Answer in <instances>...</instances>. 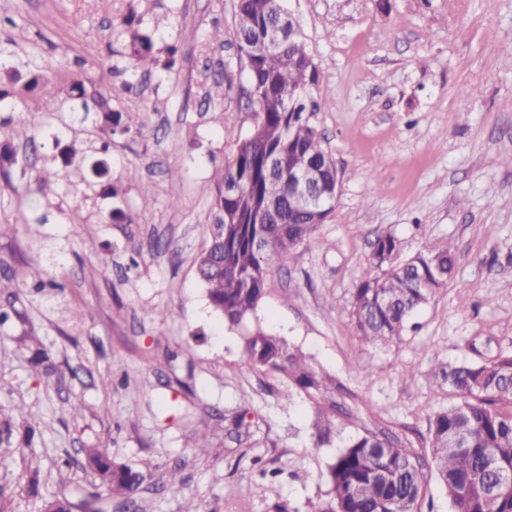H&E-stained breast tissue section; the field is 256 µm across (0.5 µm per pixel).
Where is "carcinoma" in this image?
<instances>
[{"label": "carcinoma", "instance_id": "carcinoma-1", "mask_svg": "<svg viewBox=\"0 0 512 512\" xmlns=\"http://www.w3.org/2000/svg\"><path fill=\"white\" fill-rule=\"evenodd\" d=\"M282 2L238 0L236 5L237 47L251 58L247 80L256 121L216 170L215 223L209 225L207 247L196 258V273L213 311L245 329L247 363L278 376L285 400L303 394L313 402L314 437L322 446L336 435V401L326 395L325 379L285 340L258 325L247 328L265 295L270 263L284 264L296 247L315 243L316 226L332 214L305 212L288 185V174L317 164L323 186L333 187L338 179L336 165L309 120V114L320 111V102L305 80L318 66L300 35L288 34ZM123 33L127 66L120 72L102 66L66 90L74 102L72 111L82 113L81 123L97 112L104 124L117 127L121 115L109 103L112 77L126 75L124 84L130 86L138 73L157 64L150 36L128 28ZM34 89L28 82L13 93L0 90V112L13 111L14 99ZM399 252L396 237L378 236L354 291L352 315L361 341L370 346L400 340L413 314L446 286L453 271L451 245L404 260ZM25 288L63 296L68 278L60 274L31 282L14 270L0 275L1 294L15 297ZM441 378L459 398L429 417V448L449 512H512V485H499V477L512 473V355L450 364ZM4 432L19 448L35 447L40 437L26 418L17 427L5 425ZM83 454V467L111 492L131 494L144 481L141 471L115 461L103 448H85ZM419 459L399 438L363 429L327 467L330 512H418L423 486Z\"/></svg>", "mask_w": 512, "mask_h": 512}]
</instances>
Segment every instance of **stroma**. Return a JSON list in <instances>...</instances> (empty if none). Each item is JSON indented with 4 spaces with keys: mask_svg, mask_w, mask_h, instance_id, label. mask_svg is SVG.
<instances>
[{
    "mask_svg": "<svg viewBox=\"0 0 512 512\" xmlns=\"http://www.w3.org/2000/svg\"><path fill=\"white\" fill-rule=\"evenodd\" d=\"M321 72L310 117L341 177L335 208L271 265L256 318L330 377L342 414L331 444L315 447L314 408L284 402L280 379L242 358L241 332L208 302L194 260L214 221V171L255 123L236 50L235 0H0V90L12 67L38 65L56 93L98 66L123 68L124 19L151 35L157 66L127 89L114 77L121 132L109 141L107 197L90 163L63 165L72 140L28 94L14 123L35 135L27 168L0 174V260L24 272L62 271L66 297L22 292L0 326V416L31 409L36 448L0 445V503L42 512V501L100 492L108 512H316L330 504L327 466L370 428L429 456L428 418L456 397L434 374L445 364L512 354V0H284ZM224 41L212 43L214 30ZM221 78L223 98L206 100ZM236 116L225 126L224 113ZM59 168L65 181L21 204L27 172ZM138 169L135 180L127 173ZM115 210L124 221L108 222ZM49 216L40 235L29 222ZM81 214L82 223L71 221ZM401 258L453 244L445 288L401 341L368 347L350 315L375 237ZM171 311L160 319V311ZM48 351L53 372L34 359ZM414 377H407L409 367ZM80 402L78 416L69 406ZM208 431L207 454L194 446ZM95 445L142 470L132 497L99 489L80 466ZM38 473L40 496L27 492ZM178 481H170V473ZM248 495H240V488Z\"/></svg>",
    "mask_w": 512,
    "mask_h": 512,
    "instance_id": "1",
    "label": "stroma"
}]
</instances>
